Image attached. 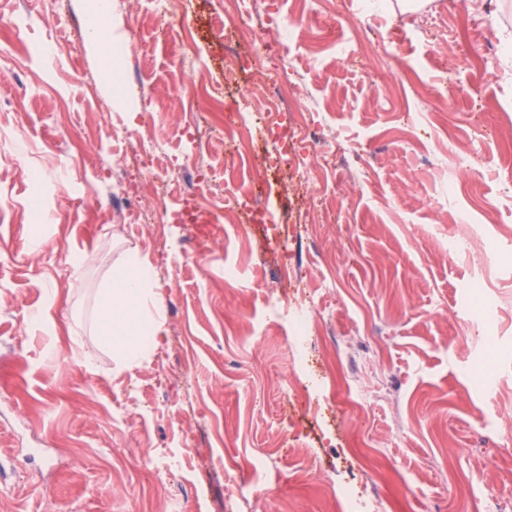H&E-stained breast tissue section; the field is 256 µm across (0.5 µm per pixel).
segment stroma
I'll use <instances>...</instances> for the list:
<instances>
[{
  "label": "stroma",
  "instance_id": "1",
  "mask_svg": "<svg viewBox=\"0 0 512 512\" xmlns=\"http://www.w3.org/2000/svg\"><path fill=\"white\" fill-rule=\"evenodd\" d=\"M283 2L299 41L267 65L296 83L289 124H320L326 143L259 191L261 156L228 159L197 87L234 63L211 27L224 0H185L189 57L140 0H112L135 38L120 100L106 47L79 35L86 0H0L30 40L0 25V512H512V0ZM47 41L50 58L34 49ZM484 136L479 168L456 166ZM143 144L156 176L184 167L165 197L128 157ZM228 182L287 222V243L224 220ZM37 191L52 218L33 254ZM189 198L216 223H172ZM456 235L496 251L493 303L472 319ZM132 247L165 332L126 366L93 321ZM274 295L312 310L311 355Z\"/></svg>",
  "mask_w": 512,
  "mask_h": 512
}]
</instances>
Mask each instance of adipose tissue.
Wrapping results in <instances>:
<instances>
[{"label":"adipose tissue","instance_id":"ef3b65f1","mask_svg":"<svg viewBox=\"0 0 512 512\" xmlns=\"http://www.w3.org/2000/svg\"><path fill=\"white\" fill-rule=\"evenodd\" d=\"M161 301L147 256L137 248L126 251L99 290L96 326L101 345L122 363L145 360L164 332Z\"/></svg>","mask_w":512,"mask_h":512}]
</instances>
